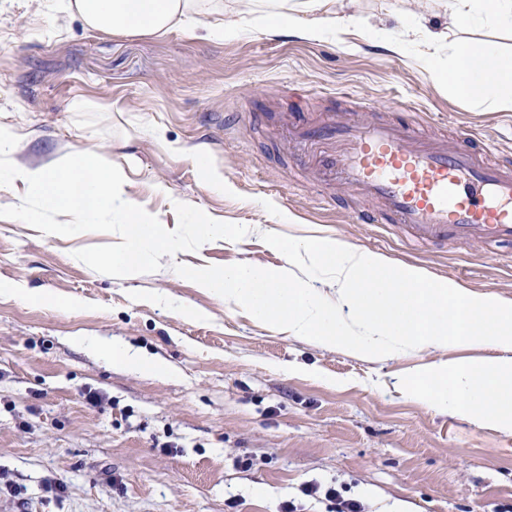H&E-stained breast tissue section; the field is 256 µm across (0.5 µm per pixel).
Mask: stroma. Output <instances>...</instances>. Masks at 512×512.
<instances>
[{
    "instance_id": "obj_1",
    "label": "stroma",
    "mask_w": 512,
    "mask_h": 512,
    "mask_svg": "<svg viewBox=\"0 0 512 512\" xmlns=\"http://www.w3.org/2000/svg\"><path fill=\"white\" fill-rule=\"evenodd\" d=\"M58 3L0 0V122L17 123L37 158L91 142L112 166L136 156L127 191L168 228L185 230L195 216L253 231L187 245L126 277L100 265L117 242L110 227L45 236L42 225L12 219L14 206L37 201L0 185V286L44 295L0 297V512H279L314 481L343 484L366 512H388L396 500L409 512H512V435L396 389L432 362L430 352L368 357L299 340L172 268L284 271L287 259L263 234H317L512 297V265L490 247L418 245L399 225L354 223L355 202L341 192L322 208L320 187L292 171L278 135L291 86L310 90L317 112L345 111L336 93L351 89L395 120L433 113L430 131L469 129L512 156V109L429 77V65L453 63L458 33L447 14L431 0H336L347 26L301 39L264 33L259 0H214L209 23L231 34L99 33L74 15L59 36H38ZM422 23L443 40L424 44ZM395 42L404 51L389 52ZM77 95L100 111H68ZM197 144L203 160L180 151ZM203 163L223 173V193L202 183ZM189 307L207 319L187 316ZM76 336L126 343L174 374L112 362L73 344ZM90 392L99 405L87 403Z\"/></svg>"
}]
</instances>
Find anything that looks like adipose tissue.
Segmentation results:
<instances>
[{"mask_svg": "<svg viewBox=\"0 0 512 512\" xmlns=\"http://www.w3.org/2000/svg\"><path fill=\"white\" fill-rule=\"evenodd\" d=\"M448 20L465 25L474 12L495 24L512 26V0H443ZM335 0H270L263 16L269 32L288 28L301 38H314L339 25L334 17ZM209 9V0H66V14L78 16L94 31L166 33L187 22L199 21ZM453 66H434V83H449L472 100L494 99L512 108V56L490 43L462 41L453 50ZM22 136L15 127L0 124V152L12 160L0 168V181L19 183L36 196L34 210L14 212L21 224H42L47 236L73 235L87 226L110 219L119 230V242L105 264L113 273L132 276L145 265L181 248L178 234L163 227L154 215L141 211L126 192L123 167L100 161V146L88 144L69 155L67 161H34L21 158ZM61 216L58 224H43L44 213Z\"/></svg>", "mask_w": 512, "mask_h": 512, "instance_id": "1", "label": "adipose tissue"}]
</instances>
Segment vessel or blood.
<instances>
[{"label":"vessel or blood","instance_id":"1","mask_svg":"<svg viewBox=\"0 0 512 512\" xmlns=\"http://www.w3.org/2000/svg\"><path fill=\"white\" fill-rule=\"evenodd\" d=\"M351 111L284 115L293 165L356 197L359 224H399L417 242L512 244V157L463 130L453 138L376 117L345 91Z\"/></svg>","mask_w":512,"mask_h":512}]
</instances>
